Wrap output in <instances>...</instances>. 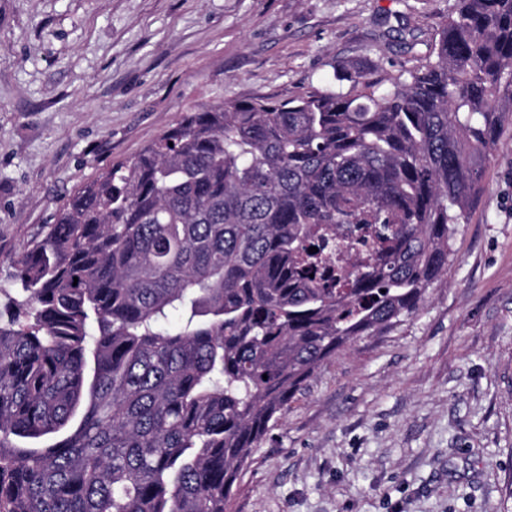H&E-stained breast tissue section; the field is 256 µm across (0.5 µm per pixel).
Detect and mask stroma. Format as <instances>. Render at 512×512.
Returning a JSON list of instances; mask_svg holds the SVG:
<instances>
[{
	"mask_svg": "<svg viewBox=\"0 0 512 512\" xmlns=\"http://www.w3.org/2000/svg\"><path fill=\"white\" fill-rule=\"evenodd\" d=\"M456 0H0V281L72 194L184 113L418 65ZM448 283L336 352L227 512H512V130Z\"/></svg>",
	"mask_w": 512,
	"mask_h": 512,
	"instance_id": "1",
	"label": "stroma"
}]
</instances>
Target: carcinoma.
Listing matches in <instances>:
<instances>
[{"mask_svg":"<svg viewBox=\"0 0 512 512\" xmlns=\"http://www.w3.org/2000/svg\"><path fill=\"white\" fill-rule=\"evenodd\" d=\"M458 3L385 82L185 114L23 248L0 284V512H226L319 366L447 283L512 128V0ZM358 244L371 260L333 271Z\"/></svg>","mask_w":512,"mask_h":512,"instance_id":"cac0c4a2","label":"carcinoma"}]
</instances>
